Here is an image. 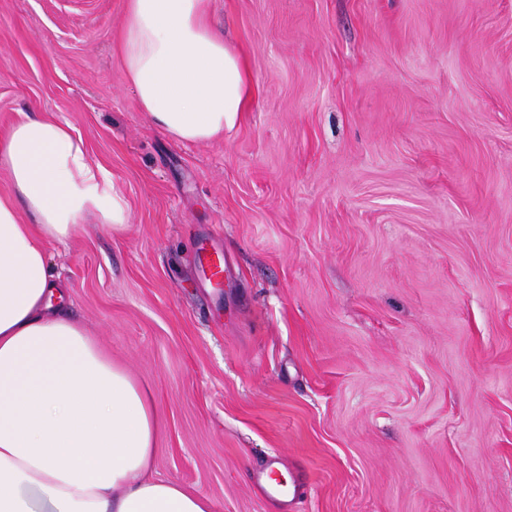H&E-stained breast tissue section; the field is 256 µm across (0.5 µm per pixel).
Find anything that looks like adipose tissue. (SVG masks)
I'll use <instances>...</instances> for the list:
<instances>
[{
    "label": "adipose tissue",
    "instance_id": "adipose-tissue-1",
    "mask_svg": "<svg viewBox=\"0 0 512 512\" xmlns=\"http://www.w3.org/2000/svg\"><path fill=\"white\" fill-rule=\"evenodd\" d=\"M119 50L139 110L175 139L209 142L247 105L245 64L207 0H127ZM0 167L15 192L0 198V512H213L149 475L160 413L147 389L51 308L63 285L48 244L88 215L124 226V196L71 125L49 117L0 138Z\"/></svg>",
    "mask_w": 512,
    "mask_h": 512
}]
</instances>
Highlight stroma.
I'll use <instances>...</instances> for the list:
<instances>
[{
    "mask_svg": "<svg viewBox=\"0 0 512 512\" xmlns=\"http://www.w3.org/2000/svg\"><path fill=\"white\" fill-rule=\"evenodd\" d=\"M126 0H0V133L69 122L128 203L48 251L214 512H512V0H210L247 112H140ZM208 247L224 268L201 273Z\"/></svg>",
    "mask_w": 512,
    "mask_h": 512,
    "instance_id": "35a3bbf8",
    "label": "stroma"
}]
</instances>
